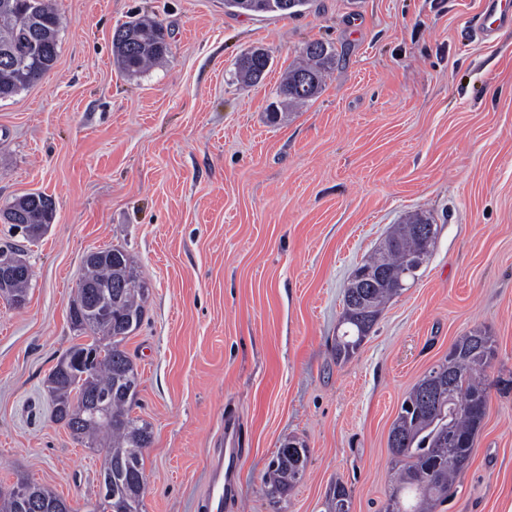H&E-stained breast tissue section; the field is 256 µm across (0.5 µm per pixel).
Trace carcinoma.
I'll return each instance as SVG.
<instances>
[{
    "instance_id": "carcinoma-1",
    "label": "carcinoma",
    "mask_w": 512,
    "mask_h": 512,
    "mask_svg": "<svg viewBox=\"0 0 512 512\" xmlns=\"http://www.w3.org/2000/svg\"><path fill=\"white\" fill-rule=\"evenodd\" d=\"M309 0H224L230 11L278 12L296 15ZM60 18L48 0H0V100H6L42 79L59 53ZM118 67L129 75L162 60L169 44L163 26L148 18H135L117 27L112 37ZM305 62L288 70L280 94L290 102H306L322 89L325 71L335 54L321 42L303 49ZM270 58L240 60L243 82L260 81ZM5 212L15 224H51L53 202L41 193L15 199ZM432 223L424 214H411L392 227L380 247L358 266L344 291L340 333L333 352L338 361L351 359L378 321L382 308L400 288L361 287L359 276L370 267L383 269L386 280L396 282L421 251L419 226ZM79 288L69 307L74 329L91 335L88 343L70 346L65 366H55L48 377L53 416L71 436L88 448L112 452L110 465L99 473V501L89 512H144V451L152 441L149 423L131 415L139 376L123 343L142 324L148 288L140 279L126 250L112 246L100 250L97 264L84 268ZM496 342L476 328L459 337L444 360V389L426 396L428 377L420 379L403 400L389 433L394 462V486L385 512H435L448 501L455 478L470 464L474 440L487 410L484 364L496 355ZM459 408L448 409V395ZM309 449L290 439L278 448L265 480L272 498L283 500L302 479ZM17 489H27L44 512H67L68 505L52 490L20 478ZM351 503L346 485L338 480L326 495L327 512L336 502Z\"/></svg>"
}]
</instances>
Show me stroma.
<instances>
[{"label":"stroma","instance_id":"obj_1","mask_svg":"<svg viewBox=\"0 0 512 512\" xmlns=\"http://www.w3.org/2000/svg\"><path fill=\"white\" fill-rule=\"evenodd\" d=\"M53 69L0 101V209L40 192L55 218L26 247L28 300L0 301V486L96 500L103 451L52 418L47 377L78 341L69 304L92 250L118 246L149 293L125 342L132 413L152 428L145 512H202L209 462L234 419L243 448L223 512H383L388 436L407 392L474 328L495 337L488 404L443 512L512 504V28L474 24L485 0H311L299 15L224 0H54ZM147 16L170 52L130 76L112 34ZM311 41L336 54L321 93L270 123ZM256 85L235 76L251 47ZM414 212L440 228L419 279L385 306L358 353L332 347L354 270ZM309 458L287 508L263 478L278 448ZM338 500V503L336 505V501ZM343 502H346L348 504V509H351V497L350 493L346 487V485L340 481L337 480L336 482L332 483L330 485V488L326 495V512H335L334 507H336V512H345L347 511V505ZM350 512V511H347Z\"/></svg>","mask_w":512,"mask_h":512}]
</instances>
